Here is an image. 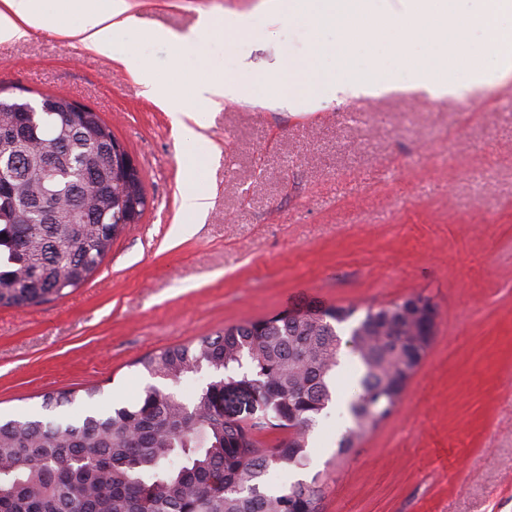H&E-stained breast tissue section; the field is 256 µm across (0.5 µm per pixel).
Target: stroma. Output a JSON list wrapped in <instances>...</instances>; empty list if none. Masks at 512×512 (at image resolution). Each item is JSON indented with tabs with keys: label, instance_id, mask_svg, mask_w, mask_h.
Returning a JSON list of instances; mask_svg holds the SVG:
<instances>
[{
	"label": "stroma",
	"instance_id": "obj_1",
	"mask_svg": "<svg viewBox=\"0 0 512 512\" xmlns=\"http://www.w3.org/2000/svg\"><path fill=\"white\" fill-rule=\"evenodd\" d=\"M123 36L187 101L202 74L270 71L334 31L272 21L268 0H128ZM226 26L203 54L157 31L200 16ZM248 16L245 33L229 29ZM0 87L63 93L92 107L137 163L149 206L79 288L0 308V417L41 414L42 396L100 390L54 417L132 404L151 378L137 361L224 326L315 300L358 312L405 298L437 308L433 343L401 402L345 455L359 363L345 354L338 402L309 437L305 476L322 512H512V77L457 97L393 92L294 114L246 102L204 109L203 138L180 143L168 110L111 53L67 32L0 43ZM208 197L179 233L184 187Z\"/></svg>",
	"mask_w": 512,
	"mask_h": 512
}]
</instances>
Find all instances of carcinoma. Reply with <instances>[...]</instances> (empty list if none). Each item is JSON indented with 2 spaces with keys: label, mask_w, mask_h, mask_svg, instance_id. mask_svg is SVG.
Returning <instances> with one entry per match:
<instances>
[{
  "label": "carcinoma",
  "mask_w": 512,
  "mask_h": 512,
  "mask_svg": "<svg viewBox=\"0 0 512 512\" xmlns=\"http://www.w3.org/2000/svg\"><path fill=\"white\" fill-rule=\"evenodd\" d=\"M44 98L53 108L29 113L31 102L0 97V128L29 125L26 165L0 189V307L37 305L83 285L123 228L136 224L147 198L142 179H128L109 142H118L98 114L87 124L64 119L67 96ZM55 159V177L43 181ZM42 197L53 214L24 213L17 202ZM352 306L327 307L288 320L278 314L229 325L195 344L138 360L163 384H148L128 406L79 421H0V512H320L318 477L273 491V466L304 470L308 435L336 396L341 333L356 344L360 393L349 404L354 437L388 417L414 369L413 353L432 338L406 328L404 305L368 309L348 328ZM211 380L186 398L174 386L202 367ZM254 391L259 410L250 425L224 418V394ZM75 400L64 390L43 395V407ZM296 430L262 448L255 428Z\"/></svg>",
  "instance_id": "1"
}]
</instances>
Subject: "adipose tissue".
I'll use <instances>...</instances> for the list:
<instances>
[{"instance_id": "ef3b65f1", "label": "adipose tissue", "mask_w": 512, "mask_h": 512, "mask_svg": "<svg viewBox=\"0 0 512 512\" xmlns=\"http://www.w3.org/2000/svg\"><path fill=\"white\" fill-rule=\"evenodd\" d=\"M374 2L275 0L273 17L301 19L316 30L333 29L335 43L317 45L311 56L280 55L270 76L255 72L248 62L241 79L201 76L190 86L191 99L211 107L233 100L301 112L325 102L340 105L360 97H380L397 91V84L382 74L378 62L358 71L354 50L383 42L399 51L410 75L407 88L411 91L454 96L463 87L486 86L512 72V0H475L470 11L464 9V0H396L395 6L380 13L374 10ZM73 16L78 22L72 35L87 49L117 50L119 61L142 86L144 96L170 108L174 89L135 51L117 47L121 35L140 31L138 18L128 12L127 0H55L50 9L43 0H0V42L25 38L32 26L57 31ZM412 43L423 44L426 54L406 53ZM318 53L335 57L337 74L317 67L314 56ZM452 68L466 70L468 83L449 79Z\"/></svg>"}]
</instances>
